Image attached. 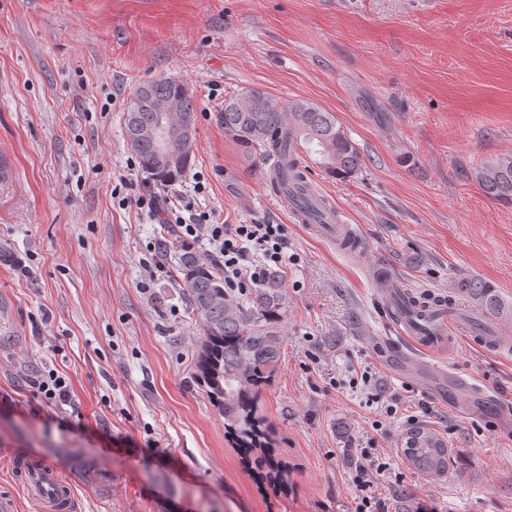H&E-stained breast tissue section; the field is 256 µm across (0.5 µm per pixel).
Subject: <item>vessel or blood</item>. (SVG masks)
<instances>
[{"label":"vessel or blood","mask_w":512,"mask_h":512,"mask_svg":"<svg viewBox=\"0 0 512 512\" xmlns=\"http://www.w3.org/2000/svg\"><path fill=\"white\" fill-rule=\"evenodd\" d=\"M323 222H314L302 209H292L294 220L309 225L311 230L331 243L354 245L361 238L349 224L338 223L331 208H324ZM387 302L399 327V331L418 349L433 353L455 332L457 324L448 314L446 297L435 293H423L406 299L398 284H391ZM28 497L36 500L43 512H71L73 488L62 480L58 469L48 463L39 464L29 474L26 487Z\"/></svg>","instance_id":"1"}]
</instances>
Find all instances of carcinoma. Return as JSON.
Listing matches in <instances>:
<instances>
[{
  "label": "carcinoma",
  "instance_id": "1",
  "mask_svg": "<svg viewBox=\"0 0 512 512\" xmlns=\"http://www.w3.org/2000/svg\"><path fill=\"white\" fill-rule=\"evenodd\" d=\"M147 89L153 98L174 102L196 117L193 96L187 84L161 78L136 88L127 107L126 140L130 141L140 166L160 183L179 180L190 166L195 141L175 155L167 156L141 131L156 126L159 113L135 103L137 92ZM244 96L247 109L234 106ZM224 131L248 150L265 159L281 158L279 181L274 188L288 195L296 206L312 199L301 165V144L317 145L325 171L338 180L351 177L360 167L358 150L335 117L317 106L298 101L282 109L269 93L247 89L224 100L220 112ZM474 178L488 196L512 201V158L500 159L475 170ZM173 272L183 284L193 315L203 327L196 354L195 376L211 404L224 416V428L236 447L249 453L269 445V431L258 412V399L274 381L282 356V314L272 284L256 292L248 304H236L237 313H224V271L193 251H181ZM452 294L468 301L477 310L498 319H512V304L504 302L495 287L481 279H462ZM406 459L423 473L439 477L448 472V444L436 432L417 427L406 433Z\"/></svg>",
  "mask_w": 512,
  "mask_h": 512
}]
</instances>
